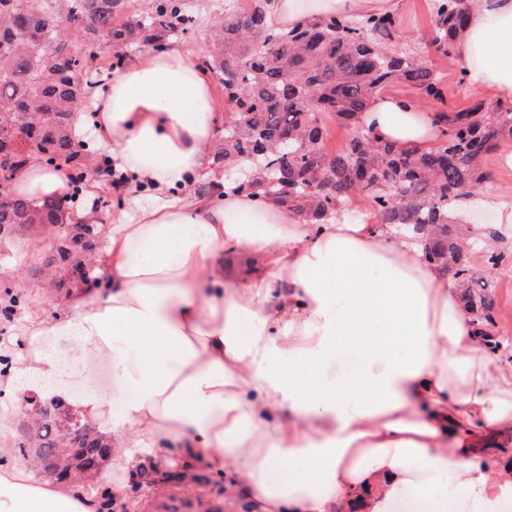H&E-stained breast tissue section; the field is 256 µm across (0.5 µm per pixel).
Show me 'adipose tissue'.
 <instances>
[{
  "label": "adipose tissue",
  "instance_id": "1",
  "mask_svg": "<svg viewBox=\"0 0 512 512\" xmlns=\"http://www.w3.org/2000/svg\"><path fill=\"white\" fill-rule=\"evenodd\" d=\"M401 0H320L313 15H389ZM464 82L512 98V0H482L460 28ZM200 47L133 58L92 91L97 149L152 196L113 207L96 262L107 286H82L64 318L27 317L32 352L0 376V394L46 388L112 436L136 469L175 446L209 464L251 512H388L409 495L453 512L458 493L489 512L512 498V461L476 450L512 434V363L475 333L457 284L420 244L340 211L304 224L225 182L213 161L227 110ZM361 119L397 146L426 149L436 113L374 96ZM68 174L31 160L20 191L60 198ZM71 344L60 360L47 342ZM109 359L137 395L113 411L66 378ZM497 497L489 499L488 486ZM0 512H94L73 487L0 466Z\"/></svg>",
  "mask_w": 512,
  "mask_h": 512
}]
</instances>
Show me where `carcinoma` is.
Instances as JSON below:
<instances>
[{
	"instance_id": "cac0c4a2",
	"label": "carcinoma",
	"mask_w": 512,
	"mask_h": 512,
	"mask_svg": "<svg viewBox=\"0 0 512 512\" xmlns=\"http://www.w3.org/2000/svg\"><path fill=\"white\" fill-rule=\"evenodd\" d=\"M273 0H239L211 27L202 66L224 98L236 104L219 130V165L232 158L258 160L249 180L236 190L278 204L306 224H320L349 203L365 202L377 223L412 234L424 259L440 265L461 288L478 336L512 360V340L492 334L496 280L472 271V252L456 225L458 204L483 192L491 180L486 159L512 144V106L479 100L447 118L448 127L425 151L403 150L359 123L376 93L389 87L416 92L430 106L444 91L429 61L389 45L397 30L392 16L327 15L274 29L268 24ZM0 0V182H16L33 156L69 173L70 193L36 200L16 189L0 195V243L22 237L38 244L54 236L32 268L45 284L71 290L106 287L94 261L105 224L74 222L87 204L91 175L108 191L92 202L107 216L122 202L120 189L134 181L98 160L91 142L74 133V108L92 117L86 75L89 58L102 43L112 48L100 72L105 78L130 54L163 50L185 41L199 22L185 0ZM472 0H444L435 12L429 44L450 56L455 35ZM52 46L46 53L45 47ZM341 123L344 147L325 150V117ZM292 145L288 152L280 144ZM0 312L10 319L29 307L22 287L0 289ZM13 448L59 469L56 481L84 490L112 455V439L95 429L60 397H33ZM205 477L182 464H152L136 471L131 488L181 486ZM95 512H115L112 490H94Z\"/></svg>"
}]
</instances>
